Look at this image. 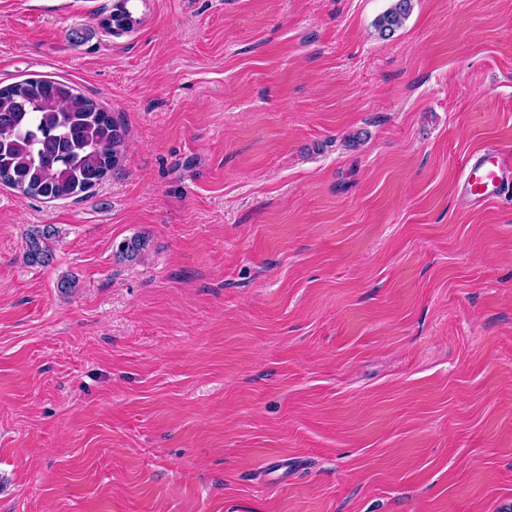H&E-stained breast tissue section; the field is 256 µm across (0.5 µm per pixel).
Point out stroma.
<instances>
[{
	"label": "stroma",
	"instance_id": "1",
	"mask_svg": "<svg viewBox=\"0 0 512 512\" xmlns=\"http://www.w3.org/2000/svg\"><path fill=\"white\" fill-rule=\"evenodd\" d=\"M114 2L0 0V86L129 129L79 197L0 185V512H512V192L456 190L512 0ZM391 6L375 21L374 27L380 39L391 38L409 17L413 0H391ZM54 235V229L51 226L35 228L31 230L26 238V249L23 259L30 265H45L50 262L52 254L47 243Z\"/></svg>",
	"mask_w": 512,
	"mask_h": 512
}]
</instances>
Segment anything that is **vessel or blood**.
<instances>
[{"instance_id": "1", "label": "vessel or blood", "mask_w": 512, "mask_h": 512, "mask_svg": "<svg viewBox=\"0 0 512 512\" xmlns=\"http://www.w3.org/2000/svg\"><path fill=\"white\" fill-rule=\"evenodd\" d=\"M511 190V150L488 146L467 156L458 181V191L474 205H484Z\"/></svg>"}]
</instances>
